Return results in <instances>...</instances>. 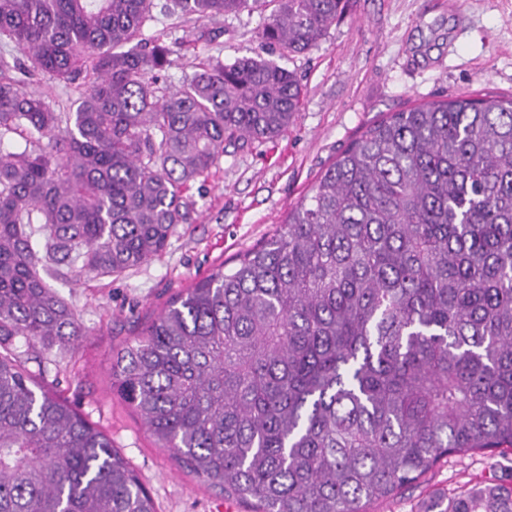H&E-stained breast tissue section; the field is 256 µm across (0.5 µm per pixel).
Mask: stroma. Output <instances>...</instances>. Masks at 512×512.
<instances>
[{
	"label": "stroma",
	"mask_w": 512,
	"mask_h": 512,
	"mask_svg": "<svg viewBox=\"0 0 512 512\" xmlns=\"http://www.w3.org/2000/svg\"><path fill=\"white\" fill-rule=\"evenodd\" d=\"M259 14L214 19L155 13L142 35L176 43L162 83L179 90L203 60L264 55ZM305 96L283 134L228 145L191 188L193 209L164 252L120 276L53 280L84 326L27 364L40 384L103 431L131 464L156 512H222L224 498L158 447L112 386V356L198 279L273 233L321 172L366 127L410 105L486 92L512 96V0H347L314 49L286 63ZM512 487V454H451L372 512H446L475 487Z\"/></svg>",
	"instance_id": "35a3bbf8"
}]
</instances>
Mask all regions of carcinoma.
<instances>
[{
	"instance_id": "obj_1",
	"label": "carcinoma",
	"mask_w": 512,
	"mask_h": 512,
	"mask_svg": "<svg viewBox=\"0 0 512 512\" xmlns=\"http://www.w3.org/2000/svg\"><path fill=\"white\" fill-rule=\"evenodd\" d=\"M344 0H165L270 11L278 60L203 62L160 93L154 0H0V512H155L105 433L39 385L13 340L83 328L49 283L118 276L188 220L224 143L302 103L279 64ZM41 76L78 97L57 112ZM24 147L5 152L10 135ZM112 385L177 463L253 512H369L445 456L512 453V98L454 97L366 127L235 266L197 280L112 359ZM448 512H512L472 489Z\"/></svg>"
}]
</instances>
